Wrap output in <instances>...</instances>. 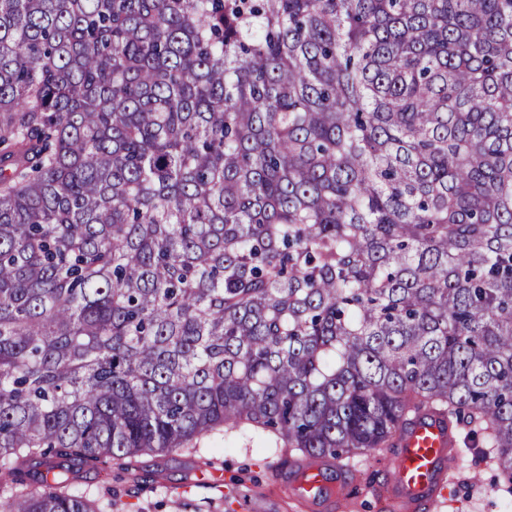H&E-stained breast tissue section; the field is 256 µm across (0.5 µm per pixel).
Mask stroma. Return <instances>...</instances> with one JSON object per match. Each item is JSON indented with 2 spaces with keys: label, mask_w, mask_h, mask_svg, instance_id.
<instances>
[{
  "label": "stroma",
  "mask_w": 512,
  "mask_h": 512,
  "mask_svg": "<svg viewBox=\"0 0 512 512\" xmlns=\"http://www.w3.org/2000/svg\"><path fill=\"white\" fill-rule=\"evenodd\" d=\"M202 459L221 487L200 482L195 466ZM288 459L254 430L215 432L200 437L192 453L138 457L132 476L113 464L90 472L77 490L110 494L112 512H296L277 479ZM494 475L476 449H463L443 512H512V498L492 487Z\"/></svg>",
  "instance_id": "stroma-1"
}]
</instances>
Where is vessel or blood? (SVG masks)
Instances as JSON below:
<instances>
[{
    "mask_svg": "<svg viewBox=\"0 0 512 512\" xmlns=\"http://www.w3.org/2000/svg\"><path fill=\"white\" fill-rule=\"evenodd\" d=\"M455 429L426 416L401 434L395 464L372 496L378 512H441L444 490L458 470ZM302 512H347L356 483L331 458L304 459L282 476Z\"/></svg>",
    "mask_w": 512,
    "mask_h": 512,
    "instance_id": "b4317fda",
    "label": "vessel or blood"
}]
</instances>
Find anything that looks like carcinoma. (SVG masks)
<instances>
[{"mask_svg":"<svg viewBox=\"0 0 512 512\" xmlns=\"http://www.w3.org/2000/svg\"><path fill=\"white\" fill-rule=\"evenodd\" d=\"M426 414L512 496V0H0L6 512Z\"/></svg>","mask_w":512,"mask_h":512,"instance_id":"cac0c4a2","label":"carcinoma"}]
</instances>
